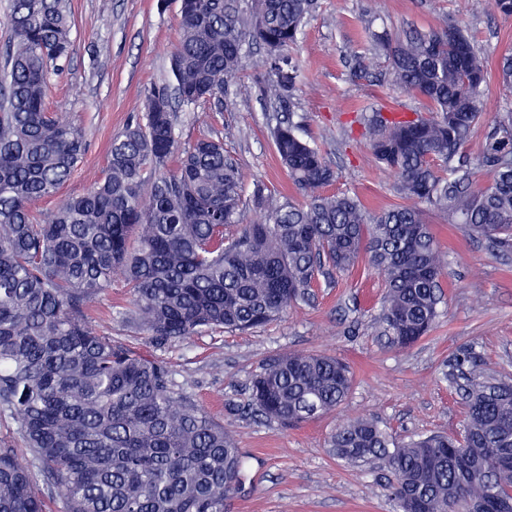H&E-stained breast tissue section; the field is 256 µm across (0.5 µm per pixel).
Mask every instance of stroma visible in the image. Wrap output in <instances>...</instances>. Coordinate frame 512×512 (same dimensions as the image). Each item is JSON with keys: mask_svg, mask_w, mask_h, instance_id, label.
<instances>
[{"mask_svg": "<svg viewBox=\"0 0 512 512\" xmlns=\"http://www.w3.org/2000/svg\"><path fill=\"white\" fill-rule=\"evenodd\" d=\"M75 49L49 90L51 109L79 125L87 151L60 197L82 193L106 165L114 136L141 110L142 91L168 77L169 54L179 33L178 4L170 0H67ZM449 18L466 26L496 69L512 51V17L489 11L485 0H318L293 52L303 70L294 119L338 174L332 192L358 196L369 211L399 204L396 178L373 166L356 121V107L370 103L388 111L426 112L427 102L377 82L383 56L367 54V31L397 35L428 29ZM366 53L367 71L355 74L353 53ZM264 53L247 50L240 77L231 86L233 104L213 126L197 114L178 112L181 139L230 125L226 148L246 184L263 182L273 192L295 196L268 134L271 116L259 101L253 77ZM429 222L447 254L441 278L444 300L433 331L411 349L389 348L370 322L379 314L384 288L367 262L320 283L312 303L282 320L247 333L212 330L159 349L126 328L120 313L129 305L121 276L102 296L93 322L113 341L170 366L175 385L233 431L246 467L227 512H392L382 472L351 467L330 455L329 433L347 418L366 415L397 438L456 432L465 407L455 379H442L445 361L471 349L484 370L512 381V249L471 238L461 224L438 212ZM320 352L347 362L353 388L336 410L285 429L246 413L249 385L271 356Z\"/></svg>", "mask_w": 512, "mask_h": 512, "instance_id": "1", "label": "stroma"}]
</instances>
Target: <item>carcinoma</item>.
Returning a JSON list of instances; mask_svg holds the SVG:
<instances>
[{
    "mask_svg": "<svg viewBox=\"0 0 512 512\" xmlns=\"http://www.w3.org/2000/svg\"><path fill=\"white\" fill-rule=\"evenodd\" d=\"M12 31L0 56V413L17 423L19 453L0 448V512H226L245 459L235 435L175 390L169 366L115 344L88 311L124 275V323L156 347L209 329L246 332L310 300L319 277L361 256L382 278L371 323L404 351L434 328L446 257L428 221L437 211L476 238L512 247V109L488 125L480 154L485 58L467 27L445 21L401 38L372 34L383 80L430 104L386 117L365 105L357 122L374 163L397 176L402 203L377 214L356 197L326 194L337 174L305 139L293 107L302 80L291 56L316 0H178L180 36L170 80L143 90V112L112 138L91 187L54 210L86 152L82 129L50 110L48 88L72 53L65 0H9ZM265 50L254 85L281 113L269 128L295 203L262 183L246 192L224 138L182 143L175 107L221 104L245 48ZM488 180L479 184L478 173ZM262 221L247 220V212ZM465 418L454 433L398 441L363 416L327 448L387 473L395 512H512V382L471 356ZM353 375L325 354L269 358L251 378L249 410L281 426L328 413Z\"/></svg>",
    "mask_w": 512,
    "mask_h": 512,
    "instance_id": "1",
    "label": "carcinoma"
}]
</instances>
